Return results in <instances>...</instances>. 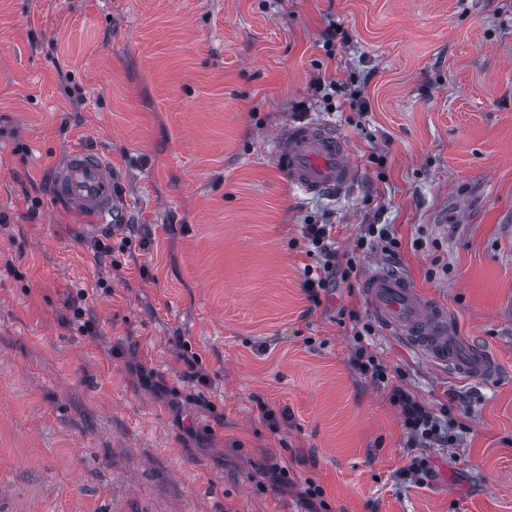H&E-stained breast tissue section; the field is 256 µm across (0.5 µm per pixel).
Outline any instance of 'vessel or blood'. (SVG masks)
I'll return each instance as SVG.
<instances>
[{
	"label": "vessel or blood",
	"mask_w": 512,
	"mask_h": 512,
	"mask_svg": "<svg viewBox=\"0 0 512 512\" xmlns=\"http://www.w3.org/2000/svg\"><path fill=\"white\" fill-rule=\"evenodd\" d=\"M270 146L289 182L306 193L339 190L355 176L345 140L328 126L287 125L274 135ZM51 183L57 202L90 226L117 221L126 209V199L112 179V169L98 150L75 147L67 151L60 157ZM362 288L384 329L409 343L427 360L472 380L495 370V355L458 336L447 307L414 288L401 272L371 266Z\"/></svg>",
	"instance_id": "obj_1"
}]
</instances>
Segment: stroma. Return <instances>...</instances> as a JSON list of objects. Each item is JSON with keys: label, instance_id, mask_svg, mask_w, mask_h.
Masks as SVG:
<instances>
[{"label": "stroma", "instance_id": "35a3bbf8", "mask_svg": "<svg viewBox=\"0 0 512 512\" xmlns=\"http://www.w3.org/2000/svg\"><path fill=\"white\" fill-rule=\"evenodd\" d=\"M298 119L348 142L340 192L284 180L267 142ZM76 145L109 158L130 237L53 199ZM0 215V512H309L311 483L329 512H512V0H0ZM305 224L341 252L389 224L399 247L316 304ZM107 234L116 270L89 249ZM375 263L496 371L389 335L360 286ZM78 307L102 339L62 325ZM344 308L451 426L425 484L396 476L406 431L350 366ZM179 360L185 367L182 371L184 379L192 383L197 389L199 387L209 388L210 377L202 368L198 367L197 357L194 353L189 354L186 350L179 356Z\"/></svg>", "mask_w": 512, "mask_h": 512}]
</instances>
